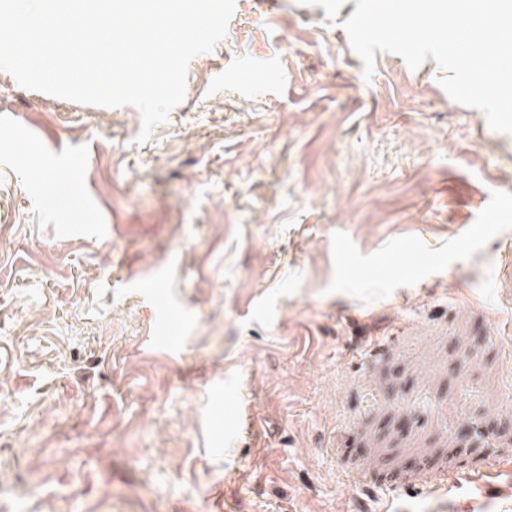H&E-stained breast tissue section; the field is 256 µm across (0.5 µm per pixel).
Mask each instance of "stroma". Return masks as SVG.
<instances>
[{
  "label": "stroma",
  "mask_w": 512,
  "mask_h": 512,
  "mask_svg": "<svg viewBox=\"0 0 512 512\" xmlns=\"http://www.w3.org/2000/svg\"><path fill=\"white\" fill-rule=\"evenodd\" d=\"M355 9L235 0L143 145L0 69V512H512V136Z\"/></svg>",
  "instance_id": "1"
}]
</instances>
